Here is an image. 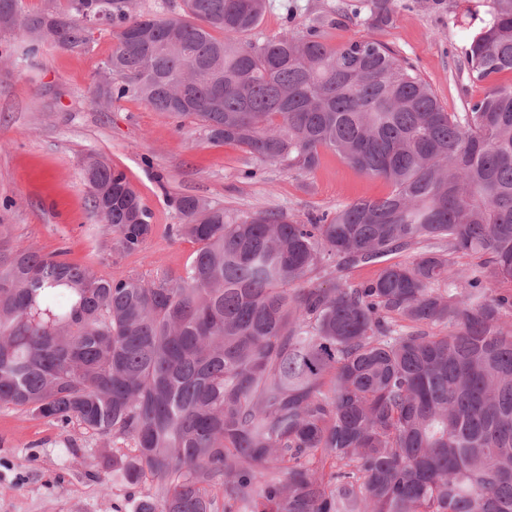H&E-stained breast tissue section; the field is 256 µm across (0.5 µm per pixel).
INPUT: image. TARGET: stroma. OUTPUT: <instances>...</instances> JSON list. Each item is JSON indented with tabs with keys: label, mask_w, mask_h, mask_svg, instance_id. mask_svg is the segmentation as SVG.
Here are the masks:
<instances>
[{
	"label": "stroma",
	"mask_w": 512,
	"mask_h": 512,
	"mask_svg": "<svg viewBox=\"0 0 512 512\" xmlns=\"http://www.w3.org/2000/svg\"><path fill=\"white\" fill-rule=\"evenodd\" d=\"M394 22L372 31L342 0H269L255 31L267 39L328 17L325 40L338 46L375 35L414 65L446 111H464L490 84L469 80L462 51L478 31L486 0H399ZM109 29L98 28L83 51L43 47L26 58L19 31L0 32V224L11 240L43 254L66 249L67 260L90 264L107 278L182 272L195 245L174 236L181 217L174 198L194 195L231 214L281 210L299 218L335 211L360 198H379L390 185L323 151L310 173L263 162L233 144L212 141L191 119H172L138 100L107 111L90 103L91 77L112 51ZM105 157L149 209L154 226L141 252L123 253L93 212L84 185L87 154ZM129 441L60 428L0 405V512H113L145 492L113 479L112 455ZM111 491L102 495L101 480Z\"/></svg>",
	"instance_id": "stroma-1"
}]
</instances>
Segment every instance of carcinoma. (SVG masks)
Segmentation results:
<instances>
[{
	"label": "carcinoma",
	"mask_w": 512,
	"mask_h": 512,
	"mask_svg": "<svg viewBox=\"0 0 512 512\" xmlns=\"http://www.w3.org/2000/svg\"><path fill=\"white\" fill-rule=\"evenodd\" d=\"M45 2L0 0V31L34 57L86 48L89 18L110 27L94 107L138 99L302 172L330 150L391 191L305 221L181 196L175 233L197 248L150 282L9 245L0 224V404L132 441L112 474L148 484L134 512H512V82L448 112L388 44H327L324 18L250 39L266 0ZM395 8L362 5L376 28ZM481 22L464 68L512 73V0ZM83 178L141 251L152 225L126 175L90 155ZM415 249L356 285H306L331 256ZM456 253L478 260L464 280Z\"/></svg>",
	"instance_id": "carcinoma-1"
}]
</instances>
